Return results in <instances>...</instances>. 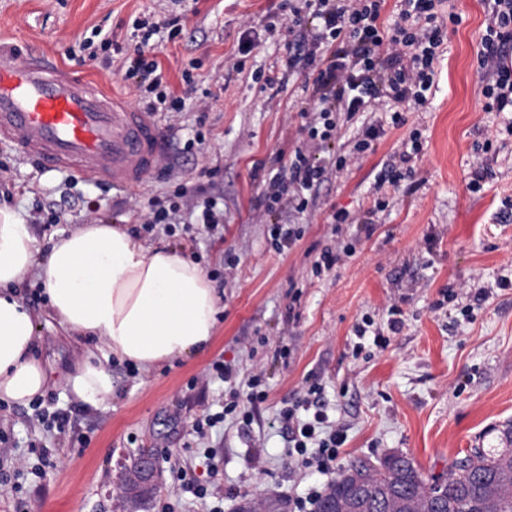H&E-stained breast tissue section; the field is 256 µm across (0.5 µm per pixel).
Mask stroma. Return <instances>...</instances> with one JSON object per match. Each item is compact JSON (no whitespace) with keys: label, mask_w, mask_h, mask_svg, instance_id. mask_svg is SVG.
<instances>
[{"label":"stroma","mask_w":512,"mask_h":512,"mask_svg":"<svg viewBox=\"0 0 512 512\" xmlns=\"http://www.w3.org/2000/svg\"><path fill=\"white\" fill-rule=\"evenodd\" d=\"M280 0H0V42L45 52L138 106L125 61L134 46L131 22L180 16L184 33L155 51L171 88L197 102L159 121L172 172L156 170L140 187L119 189L88 176L48 171L0 143V206L31 224L39 241L85 224L133 227L149 199L184 185L192 198L224 200V222L207 233L182 211L175 233L139 234L147 246L167 243L197 261L220 296L218 333L201 354L144 373L113 362L115 393L93 409L63 384L30 406L0 402V512H129L108 494L120 458L147 451L160 465L159 488L146 505L160 512H236L245 494L265 492L296 501L320 475L288 455V431L276 417L303 387H323L324 409L346 441L337 469L357 459L378 462L400 452L426 475L446 473L473 448L501 447L512 425V112L484 109L487 73L477 63L486 26V0H444L460 24L446 25L436 64L438 89L426 107H411L406 124L358 152V125L338 130L319 158L327 179L313 206L268 211L263 193L284 164L280 151L306 141L303 109L311 107L304 78L290 77L277 93L261 90L257 74L280 71L295 36ZM113 47L86 62L69 56L96 28ZM260 35L243 54L241 34ZM419 132L423 151L399 187L376 188L378 174L398 161L400 142ZM202 144L183 153L188 138ZM492 140L485 155L475 146ZM347 166L337 169L338 158ZM488 177L470 183L478 166ZM70 205L55 224L43 221L49 202ZM348 212L335 228L331 216ZM292 222L301 238L290 253L270 246V226ZM353 246L330 272L312 262L328 244ZM238 262L224 276V262ZM488 293L474 303L477 289ZM39 319L37 355L69 367L83 344L65 338L46 315V302L27 295ZM397 306L404 327L388 330ZM369 322V334L356 327ZM387 337L377 347L374 335ZM232 364L238 384L261 375L265 400L251 405V426L226 418L211 432L195 419L218 411L225 385L212 365ZM207 490L199 498L183 479Z\"/></svg>","instance_id":"1"}]
</instances>
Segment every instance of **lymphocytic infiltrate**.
Here are the masks:
<instances>
[{
    "mask_svg": "<svg viewBox=\"0 0 512 512\" xmlns=\"http://www.w3.org/2000/svg\"><path fill=\"white\" fill-rule=\"evenodd\" d=\"M442 0H401L393 15H386V0H304L296 6L283 0L291 27L299 39L280 75L264 79L266 87L285 84L287 77L308 72L312 77L314 107L306 115L307 141L294 149L287 165L270 178L264 196L267 210L288 202L297 212L305 211L325 177L316 156L318 148L335 137L340 122H351L360 114L375 111L380 100L394 110L389 124H368L356 143L365 151L386 133L387 127L406 122L405 106L425 105L435 84V64L444 43L446 24H459L457 14L440 19ZM142 36L129 55L126 76L135 88L149 87L156 98L143 106L150 112H180L181 98L160 92L163 76L150 39L158 26L135 21ZM481 62H493L494 72L484 87V108L489 112H512V0H490L488 22L478 51ZM288 427V443L306 466L327 473L336 458L343 434L323 409L322 389L308 386L303 396L279 412Z\"/></svg>",
    "mask_w": 512,
    "mask_h": 512,
    "instance_id": "1",
    "label": "lymphocytic infiltrate"
}]
</instances>
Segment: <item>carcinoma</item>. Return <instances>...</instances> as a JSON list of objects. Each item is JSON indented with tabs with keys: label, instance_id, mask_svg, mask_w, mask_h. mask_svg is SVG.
Instances as JSON below:
<instances>
[{
	"label": "carcinoma",
	"instance_id": "cac0c4a2",
	"mask_svg": "<svg viewBox=\"0 0 512 512\" xmlns=\"http://www.w3.org/2000/svg\"><path fill=\"white\" fill-rule=\"evenodd\" d=\"M348 470L360 475V483L339 476L320 503L357 497L362 512H512V448H476L437 476L425 475L405 455L353 463Z\"/></svg>",
	"mask_w": 512,
	"mask_h": 512
}]
</instances>
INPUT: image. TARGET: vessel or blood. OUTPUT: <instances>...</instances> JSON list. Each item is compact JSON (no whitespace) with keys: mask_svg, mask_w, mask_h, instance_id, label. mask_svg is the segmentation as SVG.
Masks as SVG:
<instances>
[{"mask_svg":"<svg viewBox=\"0 0 512 512\" xmlns=\"http://www.w3.org/2000/svg\"><path fill=\"white\" fill-rule=\"evenodd\" d=\"M49 170L138 187L164 157L152 112L105 95L80 74L65 73L17 49L0 48V142Z\"/></svg>","mask_w":512,"mask_h":512,"instance_id":"b4317fda","label":"vessel or blood"}]
</instances>
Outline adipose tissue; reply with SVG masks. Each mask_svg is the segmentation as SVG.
<instances>
[{
    "label": "adipose tissue",
    "mask_w": 512,
    "mask_h": 512,
    "mask_svg": "<svg viewBox=\"0 0 512 512\" xmlns=\"http://www.w3.org/2000/svg\"><path fill=\"white\" fill-rule=\"evenodd\" d=\"M35 282L52 316L86 348L66 385L98 408L111 403L112 363L138 370L185 360L212 342L220 299L198 263L151 248L116 224H87L40 249L31 225L0 208V401L30 405L54 371L26 303Z\"/></svg>",
    "instance_id": "obj_1"
}]
</instances>
